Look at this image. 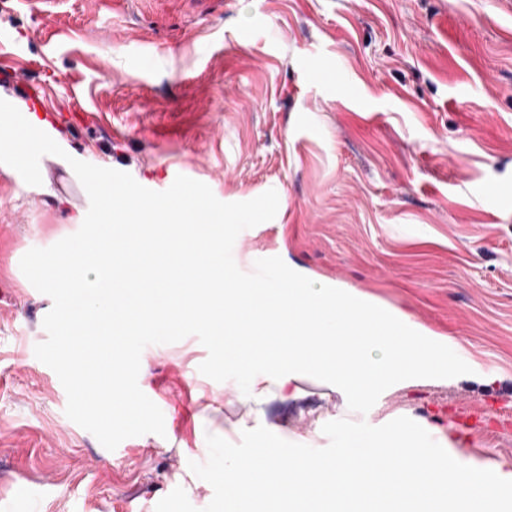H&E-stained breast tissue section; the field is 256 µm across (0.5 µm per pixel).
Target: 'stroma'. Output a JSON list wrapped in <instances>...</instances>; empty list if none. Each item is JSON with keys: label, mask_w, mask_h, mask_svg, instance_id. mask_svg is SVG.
I'll use <instances>...</instances> for the list:
<instances>
[{"label": "stroma", "mask_w": 512, "mask_h": 512, "mask_svg": "<svg viewBox=\"0 0 512 512\" xmlns=\"http://www.w3.org/2000/svg\"><path fill=\"white\" fill-rule=\"evenodd\" d=\"M0 0V99L63 156L27 185L0 164V512H155L212 486L207 434L236 443L246 406L209 404L231 381L199 371L197 337L147 346L140 389L164 435L105 449L65 414L66 392L34 355L52 299L20 269L31 248L75 233L88 195L69 158L176 176L223 202L276 190L274 219L242 231L244 272L278 256L311 280L377 298L448 337L472 369L384 391L366 415L308 380L272 400L266 424L316 448L325 423L406 416L469 466L512 472V7L504 0Z\"/></svg>", "instance_id": "obj_1"}]
</instances>
